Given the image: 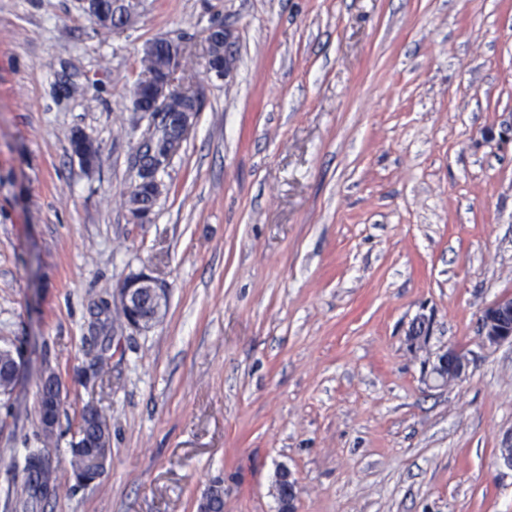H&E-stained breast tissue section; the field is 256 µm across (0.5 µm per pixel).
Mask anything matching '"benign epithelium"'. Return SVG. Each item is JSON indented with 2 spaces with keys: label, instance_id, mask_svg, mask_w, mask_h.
I'll return each instance as SVG.
<instances>
[{
  "label": "benign epithelium",
  "instance_id": "1",
  "mask_svg": "<svg viewBox=\"0 0 512 512\" xmlns=\"http://www.w3.org/2000/svg\"><path fill=\"white\" fill-rule=\"evenodd\" d=\"M230 34L222 25L209 29L206 41L208 43L206 73L218 78L224 77L227 63L213 57L215 53H223L229 49ZM157 52L162 58V64L156 69L143 71L132 95L139 112H154L164 108L174 99L183 101L185 111L170 112L168 118L175 120L174 131L170 141L178 144L189 131L190 114L197 111L194 94L184 88L174 85L175 74L178 71L183 55L179 43L166 38L162 42H152L145 49V54ZM73 152L85 168L96 167L99 151L92 140L78 135L73 140ZM130 213L136 222L145 221L151 207L142 203V196L129 195ZM120 301L127 322L138 329H148L155 324L166 303V290L151 277L141 273L130 276L120 289ZM478 335L485 345L497 346L512 340V295H503L487 305L478 320ZM468 359L459 350L450 348L439 357L434 372L445 382L451 383L461 379L467 370ZM62 397V388L57 374L53 371L44 373L39 396V424L48 437H53L59 424L58 404ZM79 430L73 433L74 446L77 448H99L101 452L94 458L92 474L81 485L88 486L98 480L104 473L109 455L105 448L109 447L107 440L108 425L99 411L93 405L83 408L79 422ZM277 497L280 512H295V501L298 496V481L293 473L280 469L277 481ZM198 512H224V487L214 483L202 494L198 502Z\"/></svg>",
  "mask_w": 512,
  "mask_h": 512
}]
</instances>
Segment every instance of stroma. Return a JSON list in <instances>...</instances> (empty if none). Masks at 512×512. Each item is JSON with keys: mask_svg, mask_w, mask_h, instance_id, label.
<instances>
[{"mask_svg": "<svg viewBox=\"0 0 512 512\" xmlns=\"http://www.w3.org/2000/svg\"><path fill=\"white\" fill-rule=\"evenodd\" d=\"M161 36L198 110L136 223L131 93ZM139 273L169 295L149 330L118 305ZM505 294L512 0H142L106 40L81 0H0V350L22 354L0 512H197L216 481L224 512H278L282 467L295 512H512V342L477 336ZM451 347L469 367L442 385ZM47 368L62 405L44 444ZM88 405L105 472L32 499L27 449L68 481ZM230 34L223 25L214 26L209 29L206 41L208 43L207 74H214L217 78H223L227 71V55L229 49ZM224 50V63L221 59H215L211 54L219 53L221 56ZM73 152L87 169H93L98 164V148L92 140L83 135H78L74 138ZM277 497L281 512H295L298 496V481L288 468H281L277 481Z\"/></svg>", "mask_w": 512, "mask_h": 512, "instance_id": "1", "label": "stroma"}]
</instances>
